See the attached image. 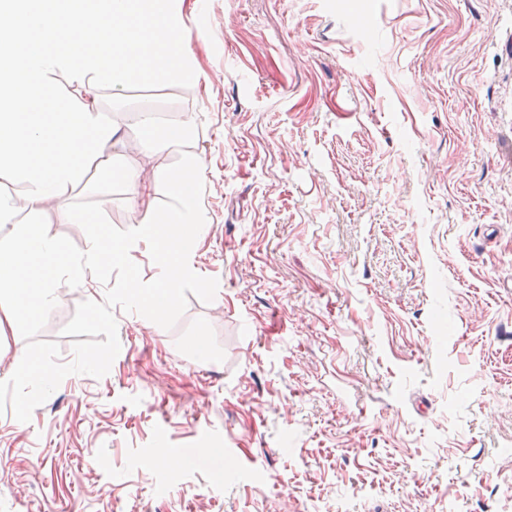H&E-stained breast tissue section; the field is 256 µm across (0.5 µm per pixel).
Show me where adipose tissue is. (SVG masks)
Listing matches in <instances>:
<instances>
[{
  "label": "adipose tissue",
  "mask_w": 512,
  "mask_h": 512,
  "mask_svg": "<svg viewBox=\"0 0 512 512\" xmlns=\"http://www.w3.org/2000/svg\"><path fill=\"white\" fill-rule=\"evenodd\" d=\"M182 5L183 0H0V173L26 183L31 213L60 207L88 167L108 162L112 150L132 140L147 152L181 151L183 166L167 176L173 204L160 219L204 237L209 219L195 193L191 121L160 126L144 111L126 128L107 127L95 108L65 105L52 82L54 74H64L76 85L109 87L116 100L137 79L201 86L206 77L186 44ZM0 224L13 227L0 239L1 336L19 324L21 304H54L51 277L61 272L90 288L113 265L145 249L159 260L158 286L167 299H175L177 288L192 277L188 250L139 229L117 247L92 236L75 255L42 225L17 223L15 204L5 196Z\"/></svg>",
  "instance_id": "1"
}]
</instances>
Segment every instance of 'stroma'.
Here are the masks:
<instances>
[{
  "instance_id": "35a3bbf8",
  "label": "stroma",
  "mask_w": 512,
  "mask_h": 512,
  "mask_svg": "<svg viewBox=\"0 0 512 512\" xmlns=\"http://www.w3.org/2000/svg\"><path fill=\"white\" fill-rule=\"evenodd\" d=\"M208 77L53 81L194 122L209 218L171 314L99 288L0 335V512H501L512 500V0H184ZM157 175L180 152L134 143ZM38 219L71 252L145 220L106 171ZM206 336L209 356L194 353ZM217 448L222 461L195 462Z\"/></svg>"
}]
</instances>
